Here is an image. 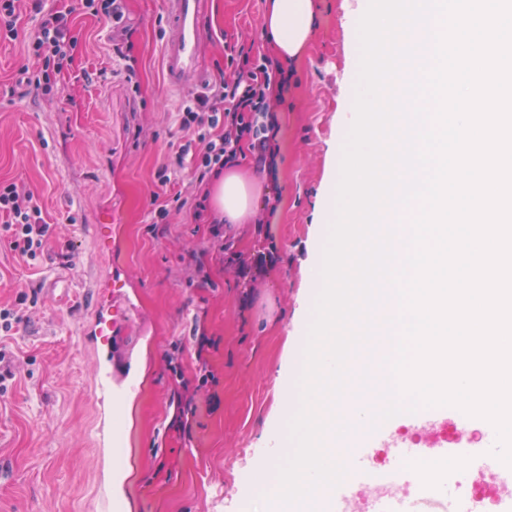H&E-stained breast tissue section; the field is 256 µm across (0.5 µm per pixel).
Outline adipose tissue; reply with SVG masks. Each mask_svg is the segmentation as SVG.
<instances>
[{"label": "adipose tissue", "instance_id": "ef3b65f1", "mask_svg": "<svg viewBox=\"0 0 512 512\" xmlns=\"http://www.w3.org/2000/svg\"><path fill=\"white\" fill-rule=\"evenodd\" d=\"M315 17L314 0H269L263 26L281 58H299L312 35ZM253 196V187L237 172L213 181L212 204L228 223H243L253 206Z\"/></svg>", "mask_w": 512, "mask_h": 512}]
</instances>
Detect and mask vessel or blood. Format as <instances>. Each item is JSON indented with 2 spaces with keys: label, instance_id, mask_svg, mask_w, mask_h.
Returning <instances> with one entry per match:
<instances>
[{
  "label": "vessel or blood",
  "instance_id": "b4317fda",
  "mask_svg": "<svg viewBox=\"0 0 512 512\" xmlns=\"http://www.w3.org/2000/svg\"><path fill=\"white\" fill-rule=\"evenodd\" d=\"M203 0H169L171 31L164 51L168 84L179 87L203 78ZM100 281L109 283L107 304L94 313L92 332L97 358L93 393L102 418L97 441L99 448L115 445L112 421L120 400L131 396L136 385L130 376V359L123 350L124 327L115 314L127 310L129 294L119 286V273L104 267ZM495 438L493 425L470 417L459 409L448 414V445L444 448H413L409 453L387 447L381 429L363 430L353 452L354 465L328 499L335 501L334 512H401V486L412 487V512H485L477 486L492 493L494 512H512V468L491 456L486 445L473 443L474 431Z\"/></svg>",
  "mask_w": 512,
  "mask_h": 512
}]
</instances>
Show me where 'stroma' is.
I'll use <instances>...</instances> for the list:
<instances>
[{
	"label": "stroma",
	"mask_w": 512,
	"mask_h": 512,
	"mask_svg": "<svg viewBox=\"0 0 512 512\" xmlns=\"http://www.w3.org/2000/svg\"><path fill=\"white\" fill-rule=\"evenodd\" d=\"M357 0H316L310 42L294 63L292 89L277 108L274 167L244 151L233 171L262 197L280 196L272 226L249 216L212 226L192 212L153 221L154 195L196 192L190 168L167 185L157 170L182 143L176 112L189 88L163 69L166 0H127L126 23L140 93L113 57L105 20L76 14L78 46L58 94L21 92L14 77L36 70L24 50L34 32L22 11L19 40L0 43V181L33 192L52 232L38 266L0 241V306L26 294V320L0 338L19 373L0 389V512H98L101 476L122 470L119 512H254L255 476L284 447L286 396L301 359L299 330L315 296L309 268L333 212L334 146L348 135L341 113L360 46L345 24ZM268 0H207V83L231 73L224 47L265 42ZM112 211V249L99 248L100 213ZM224 250L210 247L213 229ZM117 267L135 291L137 332L126 344L138 365L137 391L119 420V461L95 446L94 359L81 331L94 310L96 276ZM213 338L198 353L194 330ZM213 384L186 397L199 358Z\"/></svg>",
	"instance_id": "obj_1"
}]
</instances>
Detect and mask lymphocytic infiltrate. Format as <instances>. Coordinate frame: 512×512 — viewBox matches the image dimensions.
Instances as JSON below:
<instances>
[{"mask_svg": "<svg viewBox=\"0 0 512 512\" xmlns=\"http://www.w3.org/2000/svg\"><path fill=\"white\" fill-rule=\"evenodd\" d=\"M38 17V30L25 45L28 54L42 60V74L20 70L18 82L41 94L52 90L51 76L76 46L71 34V9L44 10L43 0H30ZM290 88L282 66L272 65L255 47L240 52L234 71L220 77L205 91L187 100L178 112L179 129L191 134L194 145H183L181 155L193 158L198 183H209L217 168L236 160L243 143L266 149L280 126L273 112ZM0 232L10 239L14 251L25 260H36L44 250L49 226L33 195L13 182H0Z\"/></svg>", "mask_w": 512, "mask_h": 512, "instance_id": "f902f5d3", "label": "lymphocytic infiltrate"}]
</instances>
